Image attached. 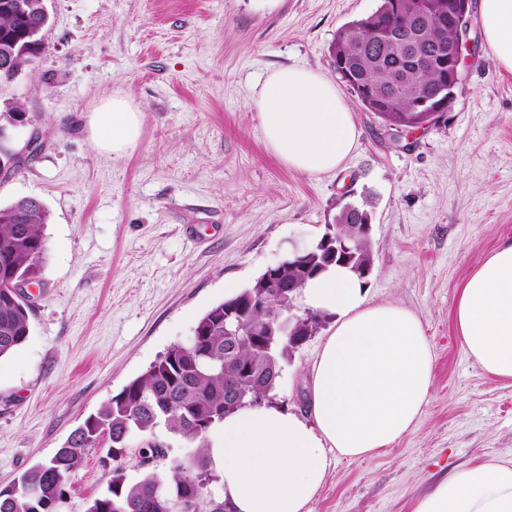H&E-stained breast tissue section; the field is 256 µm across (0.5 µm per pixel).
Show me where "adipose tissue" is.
I'll list each match as a JSON object with an SVG mask.
<instances>
[{"instance_id": "ef3b65f1", "label": "adipose tissue", "mask_w": 512, "mask_h": 512, "mask_svg": "<svg viewBox=\"0 0 512 512\" xmlns=\"http://www.w3.org/2000/svg\"><path fill=\"white\" fill-rule=\"evenodd\" d=\"M477 9L489 51L512 72V0H478ZM252 104L265 147L297 172H334L357 147L353 109L320 71L272 69ZM89 126L96 146L119 157L137 145L141 111L116 94L92 112ZM301 295L309 310L335 317L309 371L306 414L248 406L206 437L215 492L235 512H308L328 478L330 453L371 456L415 430L424 414L433 355L413 311L373 302L363 279L339 265L307 281ZM452 319L481 372L512 385V240L472 270ZM412 512H512V460L452 470L415 500Z\"/></svg>"}]
</instances>
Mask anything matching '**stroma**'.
<instances>
[{
	"mask_svg": "<svg viewBox=\"0 0 512 512\" xmlns=\"http://www.w3.org/2000/svg\"><path fill=\"white\" fill-rule=\"evenodd\" d=\"M380 0H46V49L0 85V124L16 153L0 204L48 212L44 288L31 333L0 358V488L49 459L83 421L198 319L296 248L316 244L347 204L371 216L375 301L422 321L434 383L417 428L366 458L333 457L309 512H412L456 467L512 459V385L487 378L452 322L459 288L512 239V73L469 17L471 57L445 121L394 143L356 110L358 145L339 170L310 176L263 145L252 88L268 70L335 77L329 47ZM142 110L136 148L112 158L88 133L99 101ZM20 106L26 119L9 124ZM40 146L25 148L31 134ZM320 329L285 362L273 404L305 410ZM167 449L159 470L198 451L158 429L130 439ZM106 487L98 452L71 476L70 512Z\"/></svg>",
	"mask_w": 512,
	"mask_h": 512,
	"instance_id": "35a3bbf8",
	"label": "stroma"
}]
</instances>
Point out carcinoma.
<instances>
[{"label":"carcinoma","mask_w":512,"mask_h":512,"mask_svg":"<svg viewBox=\"0 0 512 512\" xmlns=\"http://www.w3.org/2000/svg\"><path fill=\"white\" fill-rule=\"evenodd\" d=\"M3 3L23 5L20 10L0 9V60L12 49L24 53L17 70L0 71V82H9L31 57L45 49L44 16L37 8L39 0ZM390 6L392 0H382L372 14L342 26L329 52L335 63L341 46L374 61L364 81L379 90L390 83L393 71H403L401 89L381 96L375 105L366 104L354 85L349 89L361 107L383 123L403 122L410 127L417 116L413 112L417 99L440 94L439 76L417 70L414 54L407 51L390 59L380 57V37L389 33L396 40L403 39L415 29L421 53L431 58L446 54L437 41L451 38V32L439 27L441 21L448 20V0H422L417 17L398 16ZM354 214L368 216L366 211L348 205L337 216L332 234L346 242L350 258L345 264L359 273L372 262V254L368 240L351 228ZM47 219V210L34 198L0 205V357L12 353L30 334L34 308L15 284H41L40 269L48 253L43 233ZM281 264L285 288L259 277L235 297L213 306L196 323L191 344L171 346L145 373L89 415L49 461L31 466L0 489V512H64L69 505L72 473L105 437L111 441L100 457L106 489L87 503L84 512H226L228 502L217 499L210 489L217 476L204 454L197 453L188 465L175 464L167 474L157 470V462L167 454L161 443L132 449L127 441L134 434L152 435L163 427L202 448L212 425L267 394L259 379L282 370L294 350L327 319L325 314L312 313L299 317L290 329L282 328L280 314L288 307L286 284H292L297 293L320 267L312 257L298 259L291 254ZM227 307L236 308L234 321L242 326L238 336H230L224 329ZM228 367L233 369L243 394L242 402L236 405L225 397ZM131 452L138 455L143 469L136 482L129 481L125 473V458Z\"/></svg>","instance_id":"obj_1"}]
</instances>
